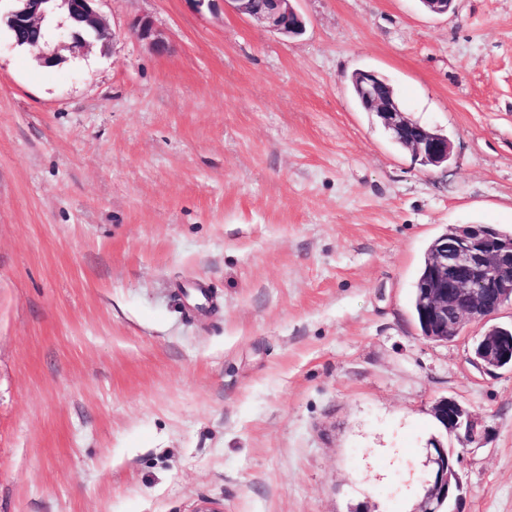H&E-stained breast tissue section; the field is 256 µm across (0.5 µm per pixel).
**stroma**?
<instances>
[{
  "label": "stroma",
  "instance_id": "1",
  "mask_svg": "<svg viewBox=\"0 0 512 512\" xmlns=\"http://www.w3.org/2000/svg\"><path fill=\"white\" fill-rule=\"evenodd\" d=\"M294 6L287 39L100 0L118 38L53 68L0 27V512H412L443 397L487 430L461 512H512V370L411 306L448 227L512 231V0ZM359 68L448 163L359 109ZM131 32L137 39L147 42L156 52L166 51L167 46L158 36L154 21L150 17L144 16L136 19L131 26Z\"/></svg>",
  "mask_w": 512,
  "mask_h": 512
}]
</instances>
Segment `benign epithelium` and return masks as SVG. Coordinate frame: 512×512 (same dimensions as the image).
I'll use <instances>...</instances> for the list:
<instances>
[{
	"mask_svg": "<svg viewBox=\"0 0 512 512\" xmlns=\"http://www.w3.org/2000/svg\"><path fill=\"white\" fill-rule=\"evenodd\" d=\"M224 9L250 18L283 37H293L305 28L303 16L292 0H189L195 11L214 9L216 2ZM13 9L4 23L15 40L33 34L47 15L53 0H14ZM68 16L79 18L84 31L67 30L60 47L84 49L111 31L98 11L101 0H58ZM133 36L147 42L156 52L167 46L158 36L154 21L136 19ZM358 104L365 112H373L382 126L395 137L407 139L406 148L425 166H439L448 161L451 145L448 137L414 128L397 104L389 81L373 70L355 73ZM428 274L420 284L423 297V337L431 341H448L458 336L464 320L487 324L505 305H512V236L487 233V227L469 224L456 227L439 238L428 256ZM475 361L491 370L512 368V328L498 326L486 331L474 348ZM433 415L445 433L455 435L462 444L473 443L486 434L482 422L459 401L442 397L433 407ZM453 452L434 439L427 448L428 477L423 482V495L413 512H459L461 478Z\"/></svg>",
	"mask_w": 512,
	"mask_h": 512,
	"instance_id": "1",
	"label": "benign epithelium"
}]
</instances>
